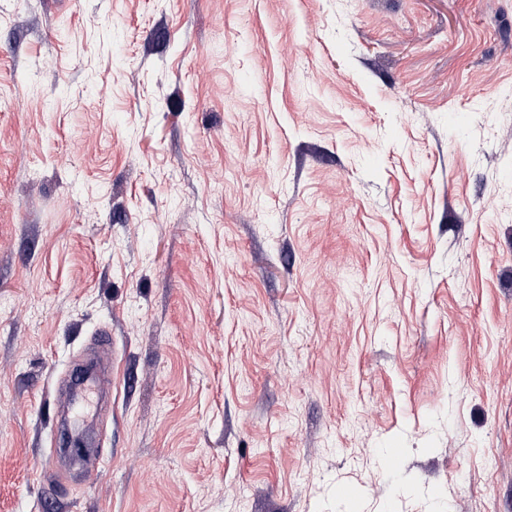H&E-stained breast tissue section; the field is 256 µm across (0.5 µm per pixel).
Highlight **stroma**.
Here are the masks:
<instances>
[{"label":"stroma","instance_id":"obj_1","mask_svg":"<svg viewBox=\"0 0 512 512\" xmlns=\"http://www.w3.org/2000/svg\"><path fill=\"white\" fill-rule=\"evenodd\" d=\"M0 99V512H512V0H0Z\"/></svg>","mask_w":512,"mask_h":512}]
</instances>
